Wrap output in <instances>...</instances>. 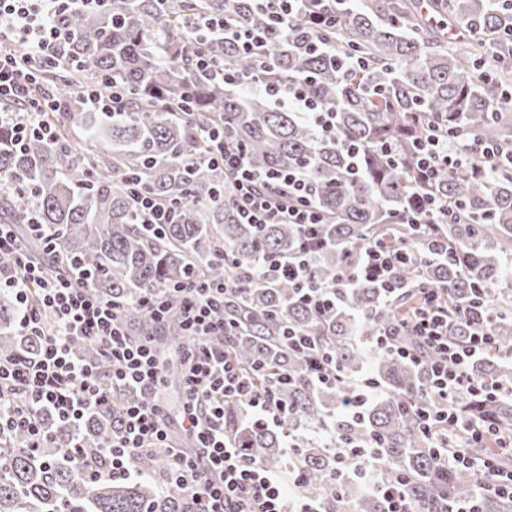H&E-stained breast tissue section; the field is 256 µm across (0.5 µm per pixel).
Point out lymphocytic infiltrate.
Wrapping results in <instances>:
<instances>
[{
	"label": "lymphocytic infiltrate",
	"mask_w": 512,
	"mask_h": 512,
	"mask_svg": "<svg viewBox=\"0 0 512 512\" xmlns=\"http://www.w3.org/2000/svg\"><path fill=\"white\" fill-rule=\"evenodd\" d=\"M107 0H0V101L15 103L14 111L0 109V128L11 135L9 146L22 148L32 137L55 140L54 126L44 120L46 110L56 104L46 97H35L36 66L58 62L71 41L68 30L57 23L60 15L75 8L97 11ZM271 30V29H270ZM269 29L229 31L223 20L202 18L194 34L197 37L233 36L239 52L256 55L270 35ZM208 137L218 145L212 155L216 164L233 170L234 187L242 200L241 217L247 224H296L305 235L303 253L297 261L283 262L279 270L284 278L305 282L302 299L317 312L335 308L344 291L361 280L392 288L400 270L409 261L404 249L377 243L364 246L352 275L336 285L307 283V268L322 243L316 227L324 215L308 201L304 181L293 173L277 174L288 195L277 198L263 192L260 176L249 168L241 153L224 142V131L215 127ZM499 146L474 141H450L439 127L429 126L413 153L419 184L404 210L405 223L416 221L417 213L448 218V204L433 189L439 172L456 171L467 175L481 173L488 164L503 156ZM12 255L11 266H0V291L13 293L18 302V326L39 343L37 357H0V441L21 433L31 448L44 447L46 436L41 415L53 413L72 437L71 446L78 471L89 481L98 482L117 476L137 474L142 455L163 450L171 463L163 476L166 488L190 499L194 512H320L316 502L303 495L301 471H271L245 457L224 425L227 407L245 401L252 417L266 424L281 425L283 411L273 390L256 391L243 368L232 361L218 338L232 334L224 319V294L236 281L217 273L204 279H191L179 286L181 326L190 337L182 354L183 385L178 421L191 443L190 450L173 448L170 439V414L164 403L166 375L154 346L147 340L132 339L123 328L117 305L101 298L91 284L68 276H47L40 265L29 258L11 225L0 224V255ZM37 295L38 308H30V295ZM416 308L396 327L387 329L375 342L376 348L424 365L429 375L433 406L419 409L425 431L464 429L469 451H461L450 441H442L450 465L477 469L486 478V489L495 496L512 501V470L498 467L493 459L474 458L471 448L489 437H498L502 447H512V434H503L494 417L478 423L461 422L453 405L459 396L486 394L498 390L476 381L469 373L471 362L494 343L488 319L479 305L456 311L442 302V291L424 288ZM466 326L464 336L454 328ZM414 336L416 346H408L404 335ZM94 344L108 364L100 372L77 359L72 352L74 339ZM291 350L308 362L315 383L336 382V362L308 333L293 332L287 337ZM117 386L138 390L141 399L122 412L123 427L105 449L85 450L81 435L84 419L104 406L109 392ZM342 464L340 483L363 482L385 503V512H412L397 487L378 476V464L368 450L337 446Z\"/></svg>",
	"instance_id": "1"
}]
</instances>
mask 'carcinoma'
I'll list each match as a JSON object with an SVG mask.
<instances>
[{
	"label": "carcinoma",
	"instance_id": "cac0c4a2",
	"mask_svg": "<svg viewBox=\"0 0 512 512\" xmlns=\"http://www.w3.org/2000/svg\"><path fill=\"white\" fill-rule=\"evenodd\" d=\"M428 2L480 35L486 51L445 40L424 22L422 0L348 5L318 32L322 51L315 55L306 49L304 20L295 18L288 32L270 35L263 66L225 41L190 35L208 14L232 27L270 24L252 0H110L95 13L76 8L58 19L73 34L67 54L41 72V89L62 105L48 112L58 126L56 140L32 138L21 152L0 148V176H18L33 189L39 221L62 263L79 262L94 291L121 306L130 322L144 317L137 305L144 290L172 288L195 269L205 277L224 254V269L241 287L224 295V315L240 323V335L224 337V349L243 368L263 362L256 383L272 386L286 407L283 426L272 429L234 405L226 409L227 430L267 469L296 464L305 476L303 492L326 512H384L381 497L353 485L341 503L329 495L338 475L335 441L373 447L382 479L399 486L415 512H443L448 499L474 498L483 512H512L511 502L478 493L476 475L449 468L437 436L420 426L417 411L431 404L427 372L372 349L380 331L416 304V284L442 288L448 308L477 297L490 319L494 347L470 373L490 387L512 385V277L503 265L512 256V163L501 160L475 176L441 173L433 188L452 208L447 223L432 224L426 214L417 216L419 229L397 223L418 189L408 159L427 123L461 143H512V0ZM201 51L244 77L297 88L335 109L337 137L320 136L305 114L274 108L262 93L241 94L202 75L194 64ZM114 80L127 92L124 108L88 111L81 89L107 93ZM215 125L255 172L290 171L307 182L312 204L327 218L318 226L326 246L309 268L312 282L351 272L369 242L404 246L412 261L392 300L361 281L321 316L300 300L296 283L265 266L301 253L303 232L293 224L240 221L233 174L210 162L206 131ZM75 127L82 130L79 142L71 138ZM384 144L399 147L395 160L383 154ZM131 180L172 206L174 223L159 231L136 223ZM26 211V199L14 192L0 196L5 220L23 224ZM17 321L14 296L0 292V354L31 358L39 343ZM291 328L312 334L348 379L372 355L379 395L351 412L354 390L312 382L305 359L284 343ZM186 341L172 324L162 353L170 384L182 374L173 348ZM72 348L107 370L93 346L77 339ZM285 371L292 379L280 378ZM131 398L112 390L107 405L83 422L84 441L99 447L112 439ZM456 410L465 420L490 414L512 424L508 395L464 397ZM43 425L47 447H26L22 434L0 447V512H193L190 500L158 484L170 465L166 454L144 456L137 478L89 483L68 451V431L53 414L43 416ZM289 435L297 445L292 461L285 452Z\"/></svg>",
	"mask_w": 512,
	"mask_h": 512
}]
</instances>
